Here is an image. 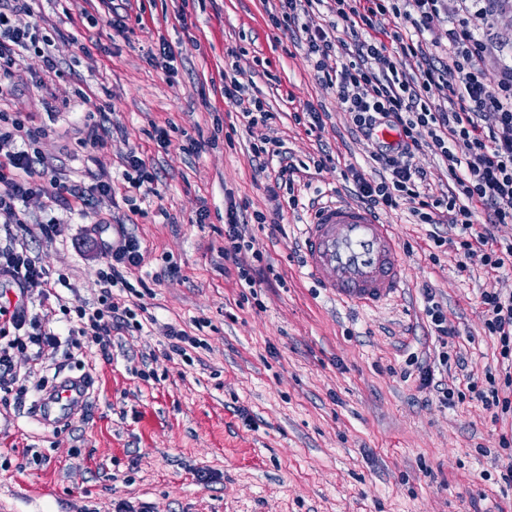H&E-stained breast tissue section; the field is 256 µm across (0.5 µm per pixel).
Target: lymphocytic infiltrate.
Instances as JSON below:
<instances>
[{
  "label": "lymphocytic infiltrate",
  "instance_id": "f902f5d3",
  "mask_svg": "<svg viewBox=\"0 0 512 512\" xmlns=\"http://www.w3.org/2000/svg\"><path fill=\"white\" fill-rule=\"evenodd\" d=\"M333 12L353 35L348 59L334 73L325 74L353 125L364 136L379 127L395 130L398 141L371 154L386 172L374 181L353 172L355 194L373 210L407 206L417 223L430 225L436 246L451 245L459 270L483 266L500 274L512 270V239L497 238L498 226L512 223V65H504L497 85H490L483 63L492 47L480 35L488 10L482 0H459V12L448 29V44L434 52L426 34L445 14L447 0H333ZM29 0H0V100L14 94L12 69L25 54L39 51L48 71H57L49 47L40 45L37 24L15 25L17 13H30ZM390 14L410 22L405 31L382 39L374 31L377 16ZM442 94L431 99L432 90ZM225 103L239 108L248 127L267 123L272 114L249 93L237 77L224 79ZM492 126H485L486 117ZM48 130L28 119L15 117L0 123V288L34 293L40 304L58 297V283L31 257L23 234L21 205L34 198L52 203L72 198L80 216L88 218L86 233L102 238L107 258L99 272L103 285L96 306H63L75 313L76 327L67 335L44 328L39 314L28 304L0 305V387L17 380L14 356L27 354L32 364H42L46 349H64L68 358L86 350H106L112 332L136 326V312L129 299L134 287L127 276L142 261L140 243L126 225H109L97 211L98 197L112 194L110 182L99 180L88 187L63 185L50 177L49 168L33 145ZM438 153L453 184L434 193L427 175L412 159L423 149ZM260 169H272L275 188L294 191L299 168L290 162L281 142L264 140L254 145ZM487 211L489 225L476 228L474 217ZM455 229L456 237L439 233L441 224ZM111 239H104V232ZM224 258L234 263L239 287L257 290L273 272L263 264L248 225L241 223L235 202H228L224 224ZM488 335L499 344L502 379L488 377V389L469 381L468 389L485 407L512 411V291H485L480 295Z\"/></svg>",
  "mask_w": 512,
  "mask_h": 512
}]
</instances>
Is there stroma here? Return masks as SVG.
Listing matches in <instances>:
<instances>
[{"label":"stroma","mask_w":512,"mask_h":512,"mask_svg":"<svg viewBox=\"0 0 512 512\" xmlns=\"http://www.w3.org/2000/svg\"><path fill=\"white\" fill-rule=\"evenodd\" d=\"M41 34L51 36L59 74L27 54L13 69L17 94L8 116L33 115L49 135L37 150L66 184L111 181L116 195L97 209L126 225L143 248L135 270L146 293L143 330L116 331L107 353L83 360L52 351L60 379L92 364V386L74 418L46 427L31 416L40 372L23 354L18 380L0 390V512H113L127 501L143 512H512V413L493 415L466 397L455 408L405 379L411 356L433 360L439 345L424 312L423 287L443 304L465 359L448 381L495 367L497 342L484 332L479 294L512 289V277L481 267L459 271L453 252L429 258V225L407 209L383 213L405 255L402 294L376 308L331 299L303 268L299 247L306 205L319 193L353 199L347 165L369 167L375 146L354 131L334 89L317 73L295 28L276 26L279 0H34ZM72 23H63L64 12ZM62 36H55L54 28ZM483 34L494 46L488 83L512 61V0H499ZM173 44L172 66L151 62ZM232 66L273 112L264 136L306 164L297 209L272 196L253 159L252 133L211 79ZM112 106L102 147L81 146L78 131L96 102ZM314 106L320 127L297 123ZM168 129L164 145L154 126ZM193 139L205 141L190 150ZM331 162L321 163L322 154ZM158 174L146 195L124 180L130 155ZM254 228L280 278L243 295L224 273L225 200ZM206 223H197L200 212ZM30 254L64 277L66 300L96 301L106 259L86 221L62 207L25 209ZM56 216L61 234L35 225ZM177 273H170V266ZM200 338L193 363L168 359L166 325ZM210 475L199 481V472Z\"/></svg>","instance_id":"1"}]
</instances>
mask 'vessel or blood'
Wrapping results in <instances>:
<instances>
[{
    "mask_svg": "<svg viewBox=\"0 0 512 512\" xmlns=\"http://www.w3.org/2000/svg\"><path fill=\"white\" fill-rule=\"evenodd\" d=\"M308 277L346 305L373 308L401 291L405 258L390 225L368 209L331 196L313 204L301 232ZM79 380L58 384L40 400L34 415L41 424L69 418L86 400Z\"/></svg>",
    "mask_w": 512,
    "mask_h": 512,
    "instance_id": "b4317fda",
    "label": "vessel or blood"
}]
</instances>
